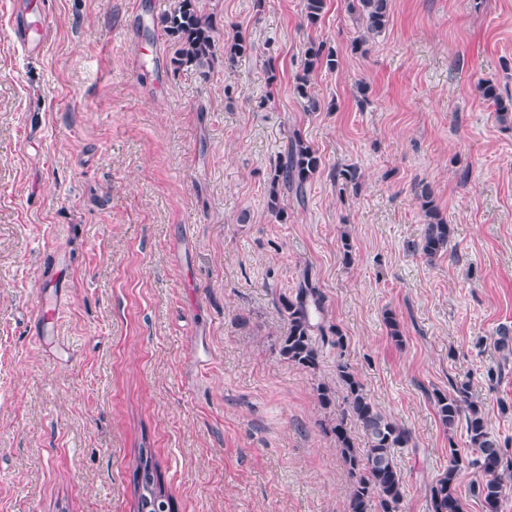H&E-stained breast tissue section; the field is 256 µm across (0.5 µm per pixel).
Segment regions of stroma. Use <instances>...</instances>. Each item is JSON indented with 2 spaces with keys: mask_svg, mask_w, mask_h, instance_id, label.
Segmentation results:
<instances>
[{
  "mask_svg": "<svg viewBox=\"0 0 512 512\" xmlns=\"http://www.w3.org/2000/svg\"><path fill=\"white\" fill-rule=\"evenodd\" d=\"M27 3L50 23L39 53L0 0V512H137L143 450L173 512H349L341 358L412 436L401 512H429L468 449L434 390L467 384L512 459V119L480 91L512 97V0H389L364 54L348 0L313 26L302 0H199L218 43L254 46L204 74L170 64L176 0ZM313 42L338 66L306 100ZM296 132L325 165L282 221L269 174ZM345 166L357 185H336ZM423 184L455 226L432 261ZM306 274L346 337L313 372L278 354L279 298ZM56 284L66 310L35 331ZM338 66V60L332 52L325 54L322 45L311 43L304 52V63L302 73L297 76V89L299 93L308 97L307 88L309 85V76L317 68L325 67L329 71H333Z\"/></svg>",
  "mask_w": 512,
  "mask_h": 512,
  "instance_id": "35a3bbf8",
  "label": "stroma"
}]
</instances>
